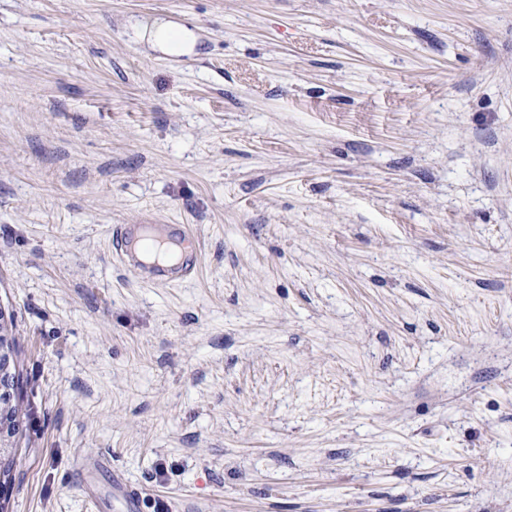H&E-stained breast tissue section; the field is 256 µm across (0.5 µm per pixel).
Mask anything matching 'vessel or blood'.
Returning <instances> with one entry per match:
<instances>
[{"label": "vessel or blood", "mask_w": 512, "mask_h": 512, "mask_svg": "<svg viewBox=\"0 0 512 512\" xmlns=\"http://www.w3.org/2000/svg\"><path fill=\"white\" fill-rule=\"evenodd\" d=\"M188 233L182 224H117L112 228L110 245L113 257L141 280L155 286L179 283L194 273L196 255L166 265L147 261L150 253L169 252L182 248Z\"/></svg>", "instance_id": "vessel-or-blood-1"}]
</instances>
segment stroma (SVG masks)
<instances>
[{"mask_svg":"<svg viewBox=\"0 0 512 512\" xmlns=\"http://www.w3.org/2000/svg\"><path fill=\"white\" fill-rule=\"evenodd\" d=\"M0 305L6 512H512V0H0ZM145 34L149 41L155 42L162 47H166L172 50L173 53H175L174 49L179 47V44L176 41L186 40L185 35L174 32L167 23L160 21L154 22L153 25L147 29V32L144 31L143 37ZM145 223L151 221L145 219L142 224H115L112 227L110 245L113 257L150 285H172L192 276L197 265V254L191 253L172 265L146 260L149 253L175 249L181 250L184 255L183 245L189 235L185 225ZM17 363L10 336H0V401L11 404L15 399ZM21 424V416L2 411L0 416V456H2V458H14V460L17 461L16 448L5 444L4 438L16 436V432Z\"/></svg>","mask_w":512,"mask_h":512,"instance_id":"35a3bbf8","label":"stroma"}]
</instances>
